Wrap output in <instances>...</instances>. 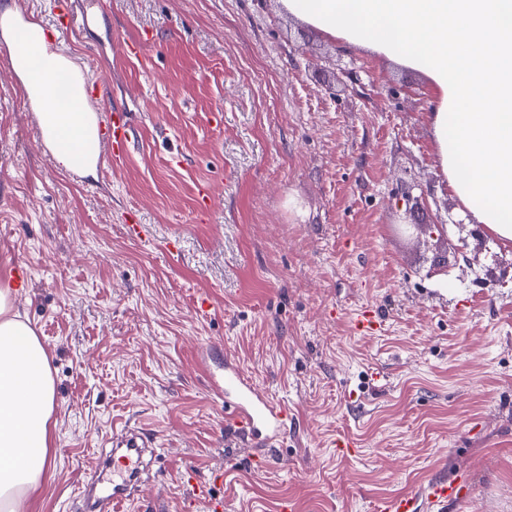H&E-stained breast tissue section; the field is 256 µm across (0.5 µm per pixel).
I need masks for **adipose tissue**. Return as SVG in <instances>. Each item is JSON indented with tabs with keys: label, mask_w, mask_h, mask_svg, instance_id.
I'll return each mask as SVG.
<instances>
[{
	"label": "adipose tissue",
	"mask_w": 512,
	"mask_h": 512,
	"mask_svg": "<svg viewBox=\"0 0 512 512\" xmlns=\"http://www.w3.org/2000/svg\"><path fill=\"white\" fill-rule=\"evenodd\" d=\"M318 32L426 76L438 105L432 132L448 186L471 223L512 244V0H280ZM0 42L59 169L96 178V112L75 62L14 4ZM49 358L14 309L0 275V512L49 479L56 428Z\"/></svg>",
	"instance_id": "obj_1"
}]
</instances>
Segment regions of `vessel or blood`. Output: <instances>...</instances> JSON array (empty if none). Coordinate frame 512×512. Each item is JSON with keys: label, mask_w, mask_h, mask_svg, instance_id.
Instances as JSON below:
<instances>
[{"label": "vessel or blood", "mask_w": 512, "mask_h": 512, "mask_svg": "<svg viewBox=\"0 0 512 512\" xmlns=\"http://www.w3.org/2000/svg\"><path fill=\"white\" fill-rule=\"evenodd\" d=\"M133 135L128 112L112 109L111 121L102 129L100 137L110 147L113 163L127 158ZM213 389L243 439L256 447L257 452L250 459L252 466L262 467L266 461L265 448L279 445L288 433L291 415L287 405L262 392L230 361L225 362L224 373ZM112 445V491L92 502L93 512H127L147 460L160 458L157 449L149 448L145 435L137 430L113 432ZM182 478L193 493V502H204L208 512H223V499L210 494L199 495V485L192 471H184ZM467 494L468 483L460 475L450 481L432 482L420 495L380 499L374 502L373 512H429L433 507L442 512L449 502L461 500Z\"/></svg>", "instance_id": "b4317fda"}]
</instances>
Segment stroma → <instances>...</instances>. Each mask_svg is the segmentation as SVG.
I'll list each match as a JSON object with an SVG mask.
<instances>
[{
    "mask_svg": "<svg viewBox=\"0 0 512 512\" xmlns=\"http://www.w3.org/2000/svg\"><path fill=\"white\" fill-rule=\"evenodd\" d=\"M84 3L94 23L55 43L137 131L98 179L56 168L0 45V268L29 269L15 306L57 421L52 475L19 512L76 507L126 426L166 467L130 512H183L187 468L226 512H372L461 469L456 512H512V246L465 223L427 78L279 0ZM142 38L144 58L117 57ZM415 215L442 227L402 235ZM365 305L369 337L350 324ZM228 360L293 415L260 473L208 387Z\"/></svg>",
    "mask_w": 512,
    "mask_h": 512,
    "instance_id": "obj_1",
    "label": "stroma"
}]
</instances>
